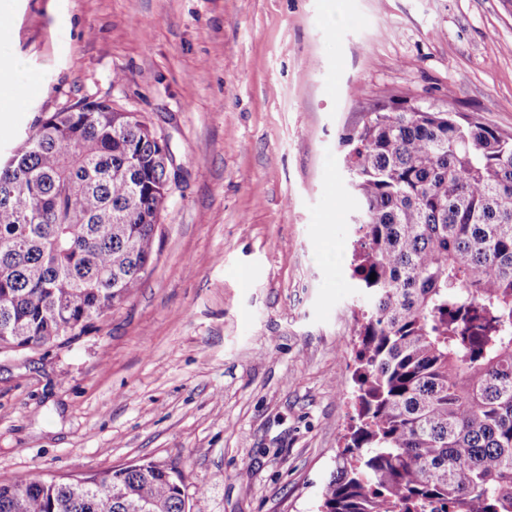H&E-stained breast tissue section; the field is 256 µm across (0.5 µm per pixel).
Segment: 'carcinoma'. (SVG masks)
Wrapping results in <instances>:
<instances>
[{"label":"carcinoma","instance_id":"obj_1","mask_svg":"<svg viewBox=\"0 0 512 512\" xmlns=\"http://www.w3.org/2000/svg\"><path fill=\"white\" fill-rule=\"evenodd\" d=\"M0 164V352L66 345L140 288L169 171L140 114L84 98ZM364 220L358 423L317 512H512V136L380 105L340 138ZM375 280H370V275ZM190 512L152 462L0 482V512Z\"/></svg>","mask_w":512,"mask_h":512}]
</instances>
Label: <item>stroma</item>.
<instances>
[{
    "mask_svg": "<svg viewBox=\"0 0 512 512\" xmlns=\"http://www.w3.org/2000/svg\"><path fill=\"white\" fill-rule=\"evenodd\" d=\"M0 161L90 98L165 135L178 177L151 271L64 345L0 354V482L131 462L191 512H316L353 423L339 136L379 104L512 135V0H12Z\"/></svg>",
    "mask_w": 512,
    "mask_h": 512,
    "instance_id": "35a3bbf8",
    "label": "stroma"
}]
</instances>
